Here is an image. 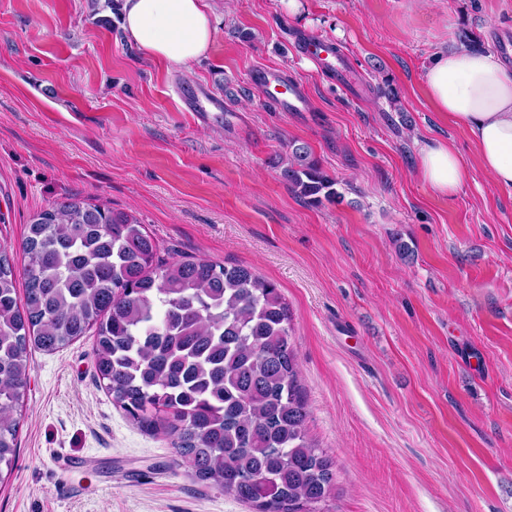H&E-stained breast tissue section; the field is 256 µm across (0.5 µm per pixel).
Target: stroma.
<instances>
[{
	"instance_id": "stroma-1",
	"label": "stroma",
	"mask_w": 512,
	"mask_h": 512,
	"mask_svg": "<svg viewBox=\"0 0 512 512\" xmlns=\"http://www.w3.org/2000/svg\"><path fill=\"white\" fill-rule=\"evenodd\" d=\"M218 0L207 59L176 72L120 29L119 0H0V246L75 196L133 214L162 258L242 264L293 313L308 433L333 459L329 512H512V193L423 74L443 48L512 39V0ZM336 47L350 77L300 50ZM303 84L280 111L256 69ZM198 91L206 121L184 110ZM445 138L469 170L434 194L416 162ZM307 144L342 199L292 193ZM94 339L29 352L19 455L0 512H256L172 470L96 379ZM72 460L61 474L57 457Z\"/></svg>"
}]
</instances>
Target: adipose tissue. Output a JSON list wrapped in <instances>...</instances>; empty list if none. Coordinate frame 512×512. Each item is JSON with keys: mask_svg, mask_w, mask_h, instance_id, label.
Instances as JSON below:
<instances>
[{"mask_svg": "<svg viewBox=\"0 0 512 512\" xmlns=\"http://www.w3.org/2000/svg\"><path fill=\"white\" fill-rule=\"evenodd\" d=\"M122 28L143 56L175 70L207 57L216 34L207 0H122ZM423 81L435 109L468 131L493 185L512 191V66L490 50L447 49L434 54ZM417 171L448 197L468 178L458 151L442 140L421 149Z\"/></svg>", "mask_w": 512, "mask_h": 512, "instance_id": "obj_1", "label": "adipose tissue"}]
</instances>
